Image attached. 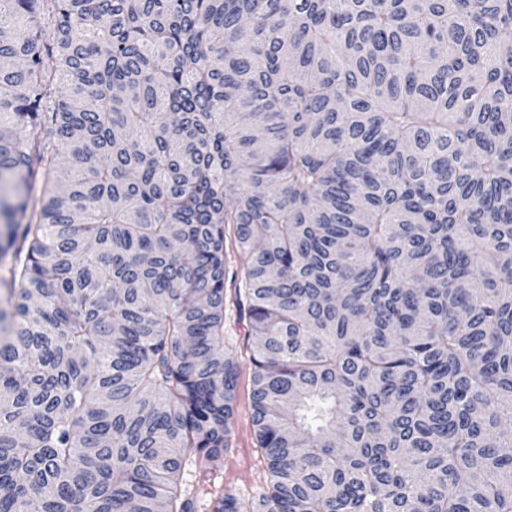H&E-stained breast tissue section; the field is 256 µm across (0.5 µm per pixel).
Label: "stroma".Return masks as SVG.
<instances>
[{
    "label": "stroma",
    "instance_id": "stroma-1",
    "mask_svg": "<svg viewBox=\"0 0 512 512\" xmlns=\"http://www.w3.org/2000/svg\"><path fill=\"white\" fill-rule=\"evenodd\" d=\"M225 263L229 272L224 281V343L235 355L239 366L238 387L233 403L231 443L229 451L216 462L210 473L198 475L187 470L183 487L192 502V512H211L214 493L233 491L239 499L251 501L263 492L268 484V466L261 453L252 422L251 351L246 336V322L239 316L235 290L239 286L237 274L242 260L234 246H227Z\"/></svg>",
    "mask_w": 512,
    "mask_h": 512
}]
</instances>
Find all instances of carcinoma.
<instances>
[{
	"label": "carcinoma",
	"mask_w": 512,
	"mask_h": 512,
	"mask_svg": "<svg viewBox=\"0 0 512 512\" xmlns=\"http://www.w3.org/2000/svg\"><path fill=\"white\" fill-rule=\"evenodd\" d=\"M6 182L0 512H192L228 237L212 512H512V0H0ZM225 263L229 272L224 281V343L235 355L239 365L238 387L233 403L231 424V443L229 451L215 463L207 476H199L192 469L183 475V488L187 498L191 499L192 512H211V503L215 492L232 490L239 499L248 502L263 492L268 484V466L261 453L255 427L252 422L251 389L252 372L251 351L247 340L246 320L240 318L235 288L239 287L241 256L227 241ZM235 273L237 278L232 277ZM248 343V346H247Z\"/></svg>",
	"instance_id": "obj_1"
}]
</instances>
